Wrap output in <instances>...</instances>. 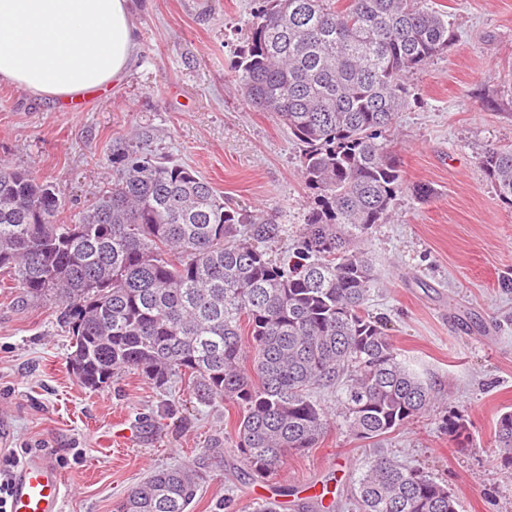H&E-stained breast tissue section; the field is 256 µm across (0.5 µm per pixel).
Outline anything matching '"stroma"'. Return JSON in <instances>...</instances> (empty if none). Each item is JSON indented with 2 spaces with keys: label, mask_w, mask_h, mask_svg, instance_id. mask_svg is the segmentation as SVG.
I'll list each match as a JSON object with an SVG mask.
<instances>
[{
  "label": "stroma",
  "mask_w": 512,
  "mask_h": 512,
  "mask_svg": "<svg viewBox=\"0 0 512 512\" xmlns=\"http://www.w3.org/2000/svg\"><path fill=\"white\" fill-rule=\"evenodd\" d=\"M457 38L410 79L414 99L388 132L406 185L390 219L362 243L379 275L369 310L388 322L401 356L435 387L434 411L378 441L330 425L317 447L288 455L272 485L241 469L237 406L200 404L180 380L155 387L135 371L91 390L74 376L61 305L0 288V448H27L62 472L63 512H112L158 468L205 460L193 512H255L248 494L288 489L280 512H353L351 473L378 454L423 467L459 512H512V468L494 442L512 410V205L477 167L512 149V0H428ZM259 0H132L140 50L123 78L85 111L0 82V163L61 192L75 221L112 179L118 143L149 133L148 149L189 166L233 206L274 215L265 250L292 253L309 194L299 149L269 112L238 91L232 64ZM462 415L456 441L444 413Z\"/></svg>",
  "instance_id": "1"
}]
</instances>
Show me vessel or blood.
I'll return each instance as SVG.
<instances>
[{
	"instance_id": "b4317fda",
	"label": "vessel or blood",
	"mask_w": 512,
	"mask_h": 512,
	"mask_svg": "<svg viewBox=\"0 0 512 512\" xmlns=\"http://www.w3.org/2000/svg\"><path fill=\"white\" fill-rule=\"evenodd\" d=\"M63 497L59 469L47 460L30 459L15 475L9 512H61Z\"/></svg>"
}]
</instances>
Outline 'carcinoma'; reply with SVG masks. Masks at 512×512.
Masks as SVG:
<instances>
[{"label": "carcinoma", "instance_id": "carcinoma-1", "mask_svg": "<svg viewBox=\"0 0 512 512\" xmlns=\"http://www.w3.org/2000/svg\"><path fill=\"white\" fill-rule=\"evenodd\" d=\"M454 38L427 0H262L234 81L300 145L313 201L293 256L277 263L259 247L280 236L275 218L231 207L195 171L145 149L143 135L112 153L110 189L72 224L59 220V189L0 165V270L24 297L63 304L85 387L130 369L242 409L235 447L254 480L320 442L330 414L317 391L336 390V416L360 439L414 422L435 389L370 313L379 278L361 243L404 191L385 133L409 104L408 77ZM479 169L512 205V150L488 151ZM442 428L466 432L459 415H443ZM494 438L512 465L511 410ZM204 471L160 469L113 512H191ZM351 497L356 512L459 508L447 485L387 456L363 464Z\"/></svg>", "mask_w": 512, "mask_h": 512}]
</instances>
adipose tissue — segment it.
Listing matches in <instances>:
<instances>
[{"mask_svg":"<svg viewBox=\"0 0 512 512\" xmlns=\"http://www.w3.org/2000/svg\"><path fill=\"white\" fill-rule=\"evenodd\" d=\"M128 0H0V82L67 101L135 61Z\"/></svg>","mask_w":512,"mask_h":512,"instance_id":"ef3b65f1","label":"adipose tissue"}]
</instances>
